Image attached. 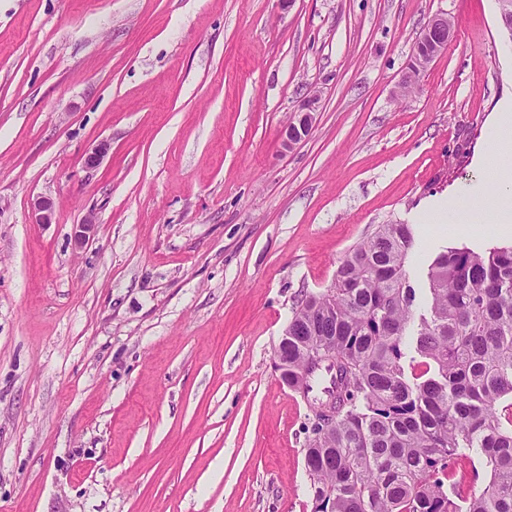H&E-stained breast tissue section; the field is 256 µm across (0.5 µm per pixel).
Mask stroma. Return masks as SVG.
Here are the masks:
<instances>
[{
  "label": "stroma",
  "instance_id": "obj_1",
  "mask_svg": "<svg viewBox=\"0 0 512 512\" xmlns=\"http://www.w3.org/2000/svg\"><path fill=\"white\" fill-rule=\"evenodd\" d=\"M437 14L454 37L398 93ZM498 16L497 0H0V512H312V412L277 369L301 295L380 224L413 231L420 305L439 253L512 246L481 220H420L487 182L490 119L512 113ZM319 110V99L309 97L304 100L300 108L295 112L285 129L284 146L292 148L294 145L305 139L315 122V114Z\"/></svg>",
  "mask_w": 512,
  "mask_h": 512
}]
</instances>
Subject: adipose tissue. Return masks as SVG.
<instances>
[{
    "instance_id": "1",
    "label": "adipose tissue",
    "mask_w": 512,
    "mask_h": 512,
    "mask_svg": "<svg viewBox=\"0 0 512 512\" xmlns=\"http://www.w3.org/2000/svg\"><path fill=\"white\" fill-rule=\"evenodd\" d=\"M480 164L494 172L492 191L470 192L462 202L450 198L431 209L426 220L445 225L456 222L461 215L481 212L497 233L512 236V137L497 136L491 148L482 155Z\"/></svg>"
}]
</instances>
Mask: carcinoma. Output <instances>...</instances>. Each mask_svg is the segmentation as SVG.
Listing matches in <instances>:
<instances>
[{
	"label": "carcinoma",
	"instance_id": "carcinoma-1",
	"mask_svg": "<svg viewBox=\"0 0 512 512\" xmlns=\"http://www.w3.org/2000/svg\"><path fill=\"white\" fill-rule=\"evenodd\" d=\"M407 224H380L305 296L279 345L311 408L305 462L314 512H512V247L453 248L429 265L417 313ZM478 448L490 479L455 501L457 457Z\"/></svg>",
	"mask_w": 512,
	"mask_h": 512
}]
</instances>
